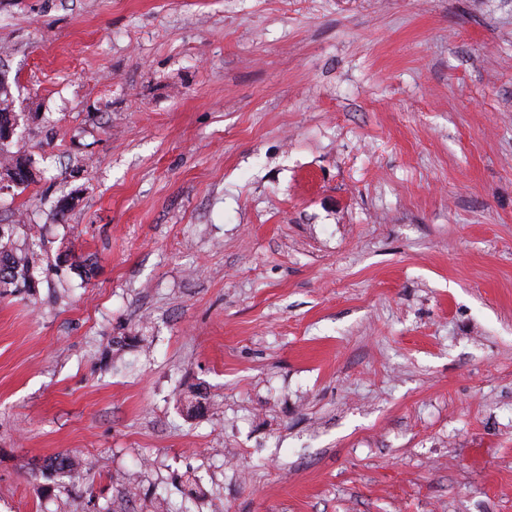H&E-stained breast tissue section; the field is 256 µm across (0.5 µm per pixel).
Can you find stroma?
Instances as JSON below:
<instances>
[{"label": "stroma", "instance_id": "obj_1", "mask_svg": "<svg viewBox=\"0 0 512 512\" xmlns=\"http://www.w3.org/2000/svg\"><path fill=\"white\" fill-rule=\"evenodd\" d=\"M0 78V512H512V0H0ZM12 181L18 183H27L33 180V172L30 169V163L22 157L6 156L3 164L1 163V172ZM2 232V233H1ZM3 229L0 228V288H17L19 282L24 288H34L30 270L34 262V252L6 247L1 243Z\"/></svg>", "mask_w": 512, "mask_h": 512}]
</instances>
